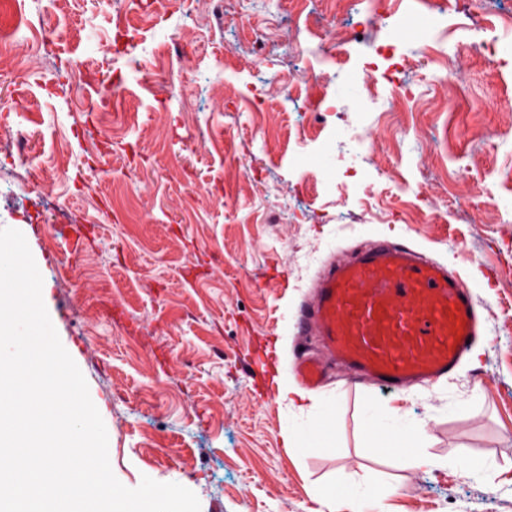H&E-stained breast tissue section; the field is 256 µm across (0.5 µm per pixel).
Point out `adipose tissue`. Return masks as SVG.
I'll return each mask as SVG.
<instances>
[{"instance_id":"obj_1","label":"adipose tissue","mask_w":512,"mask_h":512,"mask_svg":"<svg viewBox=\"0 0 512 512\" xmlns=\"http://www.w3.org/2000/svg\"><path fill=\"white\" fill-rule=\"evenodd\" d=\"M362 437L372 452H389L414 467L438 468L441 460L433 457L423 432L398 409L373 404L363 407ZM336 400L327 397L307 407L297 408L286 435V446L302 455L335 447ZM319 512H342L349 503L358 504L360 512H390L388 494L378 484L365 479L338 477L316 491Z\"/></svg>"}]
</instances>
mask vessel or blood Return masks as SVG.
Instances as JSON below:
<instances>
[{"label": "vessel or blood", "mask_w": 512, "mask_h": 512, "mask_svg": "<svg viewBox=\"0 0 512 512\" xmlns=\"http://www.w3.org/2000/svg\"><path fill=\"white\" fill-rule=\"evenodd\" d=\"M297 328L324 351L299 360L306 384H321L330 360L387 392L454 375L484 333L470 290L447 268L384 241L326 263Z\"/></svg>", "instance_id": "vessel-or-blood-1"}]
</instances>
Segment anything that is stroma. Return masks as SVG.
<instances>
[{
  "label": "stroma",
  "mask_w": 512,
  "mask_h": 512,
  "mask_svg": "<svg viewBox=\"0 0 512 512\" xmlns=\"http://www.w3.org/2000/svg\"><path fill=\"white\" fill-rule=\"evenodd\" d=\"M23 3L35 28H19L14 54L44 39L46 70L82 65L87 80L55 98L37 75L0 69V107L23 102L13 122L36 142L19 186L50 202L31 224L0 194V226L27 241L51 321L106 425L116 478L181 484L201 512H313L308 487L339 474L395 483L392 512H512V0H473L442 28L426 22L428 0H378L412 101L390 120L379 115L383 87L361 114L337 97V80L387 36L359 23L334 62L302 61L324 77L294 86L308 108L301 130L288 99L265 100L260 113L247 102L257 70L285 78L301 62L274 39L291 22L320 33L323 0L301 11L233 0L231 31L183 0H154L148 17L130 10L121 26L116 0H72L63 14ZM477 22L501 48L462 58L459 88L447 69ZM257 35L271 43L258 66L236 50ZM158 66L162 87L145 81ZM192 82L222 92L223 108L174 94ZM114 86V108L90 110ZM363 125L373 139H359ZM350 174L364 181L354 197L342 188ZM420 191L440 199L439 212ZM380 240L457 273L487 334L457 374L399 393L331 366L305 394H335L339 445L298 460L285 449L293 412L279 398L283 355L298 349L294 317L324 261ZM63 267L79 287L57 279ZM367 400L421 424L448 469L367 451ZM454 400L469 406L451 411ZM469 457L486 462L482 477L459 476Z\"/></svg>",
  "instance_id": "obj_1"
}]
</instances>
